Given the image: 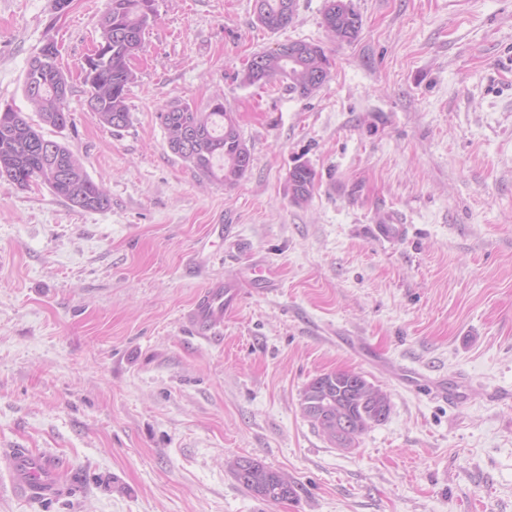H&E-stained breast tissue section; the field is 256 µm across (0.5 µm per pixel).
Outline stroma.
Here are the masks:
<instances>
[{"label":"stroma","mask_w":512,"mask_h":512,"mask_svg":"<svg viewBox=\"0 0 512 512\" xmlns=\"http://www.w3.org/2000/svg\"><path fill=\"white\" fill-rule=\"evenodd\" d=\"M324 3L272 32L254 0H155L115 130L80 77L107 0H0V104L29 112L28 62L54 42L70 121L44 133L111 201L0 182V455L49 450L80 478L27 500L0 466V512H512V0H353L362 30L342 44ZM293 40L324 47L323 86L244 83L254 52ZM218 95L254 158L232 187L173 154L158 118ZM300 164L318 178L303 205ZM392 214L407 234L379 245ZM213 279L239 307L196 336L184 316ZM334 370L390 399L347 450L299 407ZM241 457L298 498L254 497ZM289 180L294 203L297 205L307 203L316 185L315 171L306 165H298L294 167Z\"/></svg>","instance_id":"obj_1"}]
</instances>
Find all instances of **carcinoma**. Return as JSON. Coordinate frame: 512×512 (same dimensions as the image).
Returning <instances> with one entry per match:
<instances>
[{"instance_id": "carcinoma-1", "label": "carcinoma", "mask_w": 512, "mask_h": 512, "mask_svg": "<svg viewBox=\"0 0 512 512\" xmlns=\"http://www.w3.org/2000/svg\"><path fill=\"white\" fill-rule=\"evenodd\" d=\"M154 0H108L109 7L98 21L99 55L105 62L90 60L83 67L90 107L98 121L113 129L126 127L130 112L126 92L136 80L132 59L142 50L149 20L155 15ZM287 0H262L257 21L275 32L293 21ZM322 25L330 38L351 42L359 36L362 17L352 0H326ZM292 51L266 50L252 54L243 70L249 85H270L288 81V91L307 96L324 84L331 63L323 47L312 41L292 42ZM71 88L58 65L40 64L33 56L23 79V93L39 115L32 123L24 113L0 108V181L27 188L38 181L73 206L86 211L110 207L81 159L65 144L45 137L42 126L63 129L70 120L66 101ZM171 152L189 163L201 175L226 186L235 185L251 168L253 155L243 139L233 113L215 98L204 110L188 102H173L158 113ZM292 199L302 205L309 201L316 185L315 171L294 167L290 174ZM303 417L320 429L338 448H351L375 424L390 413V400L382 389L364 375L347 370L332 371L313 378L300 399ZM236 480L263 501L282 502L297 496L298 485L284 473L255 458L237 461Z\"/></svg>"}]
</instances>
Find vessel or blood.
<instances>
[{
    "instance_id": "obj_1",
    "label": "vessel or blood",
    "mask_w": 512,
    "mask_h": 512,
    "mask_svg": "<svg viewBox=\"0 0 512 512\" xmlns=\"http://www.w3.org/2000/svg\"><path fill=\"white\" fill-rule=\"evenodd\" d=\"M237 297L236 287L212 280L197 294L186 321L198 334L208 335L234 310ZM8 460L15 493L35 500H48L60 493V464L55 454L16 448L9 452Z\"/></svg>"
}]
</instances>
